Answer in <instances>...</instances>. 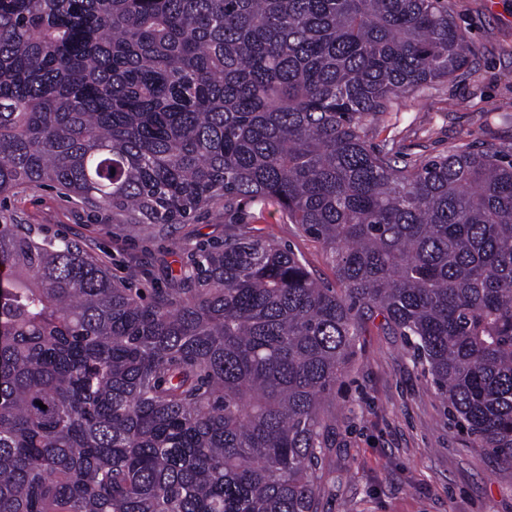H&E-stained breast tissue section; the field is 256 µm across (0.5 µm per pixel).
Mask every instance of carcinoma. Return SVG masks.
Masks as SVG:
<instances>
[{
	"label": "carcinoma",
	"mask_w": 512,
	"mask_h": 512,
	"mask_svg": "<svg viewBox=\"0 0 512 512\" xmlns=\"http://www.w3.org/2000/svg\"><path fill=\"white\" fill-rule=\"evenodd\" d=\"M468 63L448 0H0V202L229 215L164 288L0 224V512H320L327 402L376 316L512 466V155L402 164L366 124ZM239 209L249 224L265 228L277 240L290 243L307 266L318 276L333 280L332 266L329 255L308 237L304 236L296 224L284 223L282 212L274 201L241 202Z\"/></svg>",
	"instance_id": "1"
}]
</instances>
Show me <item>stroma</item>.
<instances>
[{"label": "stroma", "mask_w": 512, "mask_h": 512, "mask_svg": "<svg viewBox=\"0 0 512 512\" xmlns=\"http://www.w3.org/2000/svg\"><path fill=\"white\" fill-rule=\"evenodd\" d=\"M448 13L470 46L468 67L367 121L371 142L408 162L462 144L512 148V0H448ZM240 209L332 279L328 254L285 223L276 202L247 201ZM0 214L79 241L116 278L143 266L159 286L179 273L182 243L222 238L226 222L218 201L184 224L132 228L49 186L10 196ZM329 413L324 512H512V469L451 428L443 397L383 319L358 336Z\"/></svg>", "instance_id": "obj_1"}]
</instances>
